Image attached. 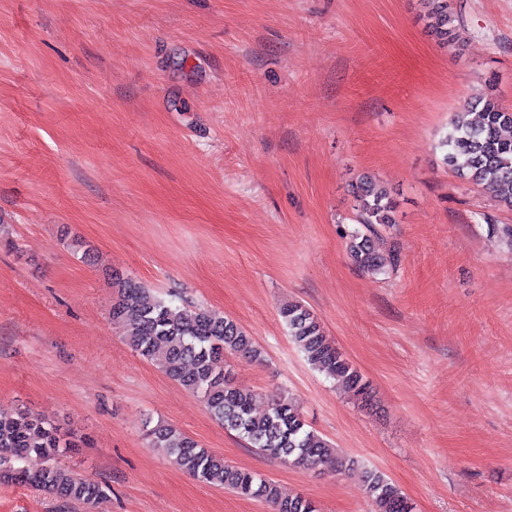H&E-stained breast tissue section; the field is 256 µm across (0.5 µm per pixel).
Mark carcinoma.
<instances>
[{
  "label": "carcinoma",
  "instance_id": "cac0c4a2",
  "mask_svg": "<svg viewBox=\"0 0 512 512\" xmlns=\"http://www.w3.org/2000/svg\"><path fill=\"white\" fill-rule=\"evenodd\" d=\"M428 27L443 45L452 41L453 15L448 0H429ZM439 146L443 163L460 178L490 191L512 209V110L492 97L477 99L453 115ZM356 221L361 228L349 238V253L360 269L381 274L396 264L393 254L382 255L374 247L377 226L393 224L396 207L390 193L368 177L351 185ZM118 301L112 320L129 336L135 351L154 361L187 389L202 394L210 413L224 428L235 432L251 447L308 469L336 461L335 450L323 437L307 428L302 416L284 395L268 411H253L252 394L224 374L218 362L224 353L257 359L261 351L234 321L207 310L192 314L171 300L150 299L146 288L131 278L117 279ZM293 343L315 369L348 386L363 401L369 385L325 335L315 317L300 304L281 309ZM151 445L162 449L176 465L200 481L264 500L275 512H317L302 496L284 497L276 485L259 475L224 463L195 440L169 424L148 431ZM76 444L58 425L27 410L0 413V482L28 486L55 494L66 501L96 505L107 498L104 487L88 478H77L57 463L62 448ZM46 461L36 471L19 463L31 455ZM364 482L376 512H409L407 498L381 472L366 469Z\"/></svg>",
  "mask_w": 512,
  "mask_h": 512
}]
</instances>
